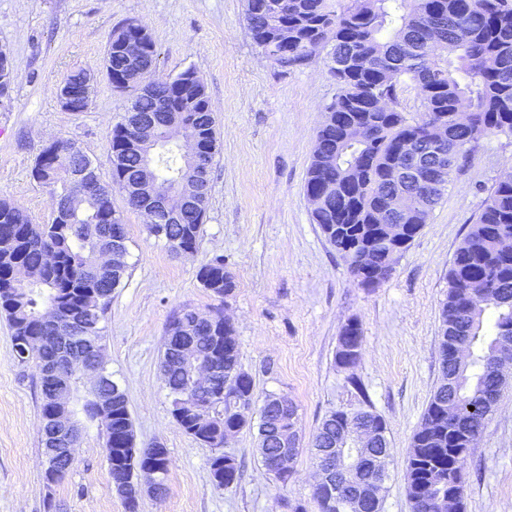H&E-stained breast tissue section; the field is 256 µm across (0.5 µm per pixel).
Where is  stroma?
<instances>
[{
	"mask_svg": "<svg viewBox=\"0 0 512 512\" xmlns=\"http://www.w3.org/2000/svg\"><path fill=\"white\" fill-rule=\"evenodd\" d=\"M245 0H0V47L16 80L0 98V198L46 223L49 192L30 177L52 137L75 141L109 178L108 135L129 94L95 84L88 111H64L57 98L72 71L103 67L109 36L123 20L146 23L156 43V74L194 69L216 120L218 155L199 247L182 257L150 236L143 217L123 210L129 275L103 323L108 368L124 389L137 447L168 450V491L147 496L140 512H287L286 501L311 504L317 471L301 453L288 484L261 463L255 433L229 444L241 464L233 487L211 482L210 448L173 421L160 371L172 312L223 308L236 329L241 363L259 394H284L298 410L303 440L331 411L351 400L336 364L342 326L357 319L363 348L355 368L373 411L386 421L393 449L383 512H411L405 458L441 377L440 304L453 254L496 179L512 168V139L476 149L429 221L397 258L380 287L360 288L311 220L304 192L318 128L338 93L327 53L282 69L253 42ZM236 288L219 301L203 288L199 268L214 256ZM35 366L17 364L0 317V512H125L113 490L102 439L87 426L66 477L53 490L42 480L38 432L40 391ZM465 512H512V380L505 385L467 463Z\"/></svg>",
	"mask_w": 512,
	"mask_h": 512,
	"instance_id": "stroma-1",
	"label": "stroma"
}]
</instances>
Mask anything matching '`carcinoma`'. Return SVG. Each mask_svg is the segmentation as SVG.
<instances>
[{"instance_id":"carcinoma-1","label":"carcinoma","mask_w":512,"mask_h":512,"mask_svg":"<svg viewBox=\"0 0 512 512\" xmlns=\"http://www.w3.org/2000/svg\"><path fill=\"white\" fill-rule=\"evenodd\" d=\"M245 20L254 43L283 69L303 65L328 49L331 73L339 85L336 99L326 107L324 119L305 179V193L322 197L312 210L327 241L363 288H376L391 275L394 255L404 248L387 235L381 211L384 200L405 191L410 204L402 223L411 225L410 237L428 223L430 215L448 191L459 161L479 144L493 137H512V0H246ZM136 39L146 53L157 55L148 27L129 18L113 30L105 47L104 69L108 81L121 80L133 88L132 100L145 113L161 110L160 104L182 118L193 116L206 126L212 152L203 175L211 181L217 153L216 117L205 85L191 68L171 81L151 82V73L136 66L125 43ZM408 86L419 87L413 112L398 110ZM377 96L387 97L393 107L373 108ZM474 112V120L461 125L454 120L460 105ZM126 117L111 128L108 153L111 176L120 173L130 180L141 177L137 149L120 147ZM445 126L441 148L448 155L446 170L439 173L441 189L389 180L418 160H432L424 140L436 123ZM358 127L348 136L347 128ZM76 155L64 147L52 157L40 152L32 178L55 193L68 189L66 173ZM161 164L159 185H169L180 164L169 155ZM106 191L86 200L67 219L52 216L35 224L18 206L0 200V315L11 329L15 359L24 363L19 348L26 341L49 336L44 314L56 310L63 326L83 320L85 327L74 336L103 340L102 322L112 294L128 275L127 233L123 212L112 203V181L97 178ZM210 199L185 214L182 224H149L150 235L161 239L171 252L180 246L198 247ZM119 230L122 239L114 263L101 267L99 242L93 229ZM26 271V282L14 284V272ZM202 287L224 299L235 289L233 277L216 256L198 271ZM219 314L214 326L196 321L195 310L184 306L172 316L161 352V369L168 397L186 394L204 404L207 419L187 422L170 407V414L187 435L211 448L210 478L219 490L238 483L241 473L236 456L224 451V430L252 428V418L237 414L240 406L258 408V450L267 472L280 453L278 435L296 426L297 407L275 406L284 395L259 398L252 375L240 362V345L234 325ZM494 318V332L484 334V318ZM190 333L195 346L224 360V377L215 387H198L174 353L172 340ZM512 336V178L499 179L456 249L448 268V293L441 306L439 350L441 378L434 388L414 433L405 460L407 496L411 512H464L466 464L475 451L473 439L481 435L494 412L506 383L493 353L504 338ZM363 334L352 319L341 329L336 364L347 373L346 383L358 405L339 408L317 428L308 452L317 468H323L321 449L346 441L355 426L387 431L384 418L367 409L370 400L355 367L361 356ZM102 383L112 394V406L100 408L96 394L78 379L70 383L73 410L97 425L113 443L103 446L106 460L112 448L124 442L135 452L134 465L154 455L138 448L127 397L121 385L104 370ZM39 432H52L57 414L46 379H39ZM374 449L362 461L359 474L346 478L338 467L332 477L338 496L323 498L321 512H382L384 497L362 500L363 485L377 481L391 456L389 442H373Z\"/></svg>"}]
</instances>
